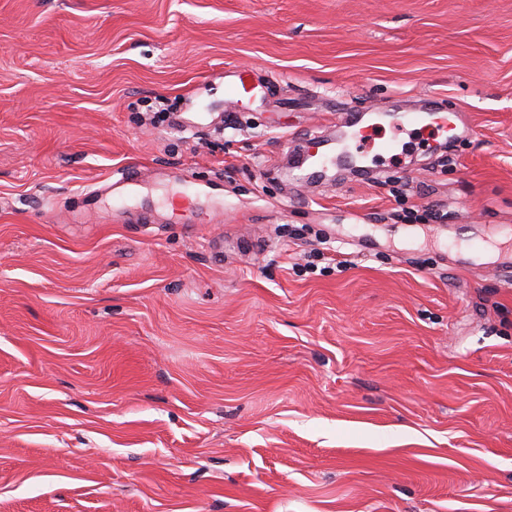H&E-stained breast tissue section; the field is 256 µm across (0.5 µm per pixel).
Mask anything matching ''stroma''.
Here are the masks:
<instances>
[{
  "label": "stroma",
  "mask_w": 512,
  "mask_h": 512,
  "mask_svg": "<svg viewBox=\"0 0 512 512\" xmlns=\"http://www.w3.org/2000/svg\"><path fill=\"white\" fill-rule=\"evenodd\" d=\"M507 266L512 0H0V512H512ZM441 112H411L403 117V120L398 119L395 116H389L392 120L401 121V124L413 125V126H436L448 131L455 130L454 119L451 115H443ZM361 158L359 155L351 152L345 144L336 148L335 153H327L320 149H318L315 153L306 152L304 159L299 166L300 168H305L306 170L302 173V179L311 178L316 173L320 172L324 168H326L329 164L336 166H351L352 168H362L358 166Z\"/></svg>",
  "instance_id": "1"
}]
</instances>
